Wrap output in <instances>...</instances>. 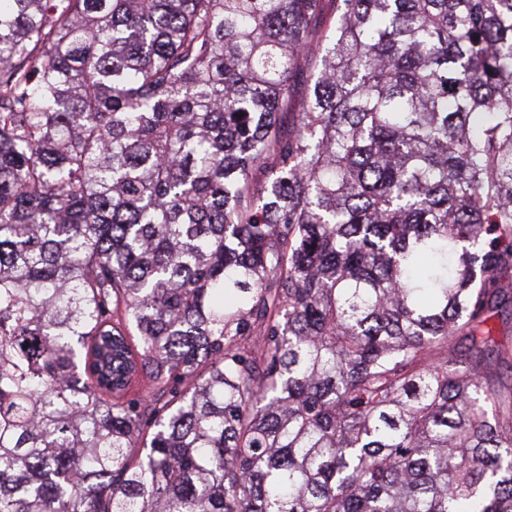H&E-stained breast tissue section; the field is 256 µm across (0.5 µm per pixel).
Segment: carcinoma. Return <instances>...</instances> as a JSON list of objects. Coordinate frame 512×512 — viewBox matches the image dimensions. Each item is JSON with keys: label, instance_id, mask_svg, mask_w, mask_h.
I'll list each match as a JSON object with an SVG mask.
<instances>
[{"label": "carcinoma", "instance_id": "cac0c4a2", "mask_svg": "<svg viewBox=\"0 0 512 512\" xmlns=\"http://www.w3.org/2000/svg\"><path fill=\"white\" fill-rule=\"evenodd\" d=\"M323 2L0 0V512H512V0ZM316 67L317 63L315 64V62L306 64L302 73L296 78L293 94L294 104L288 112H299L301 110L309 94L310 76L316 72Z\"/></svg>", "mask_w": 512, "mask_h": 512}]
</instances>
